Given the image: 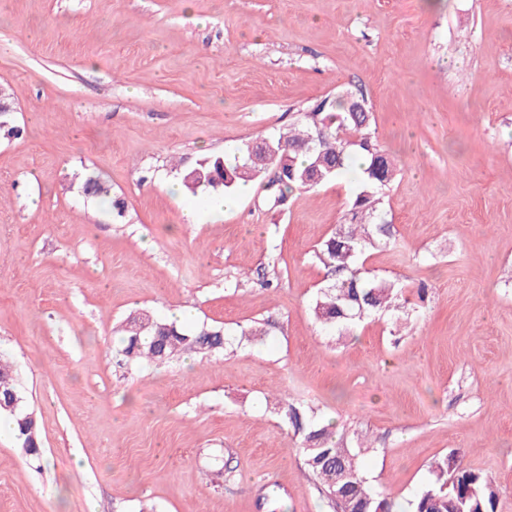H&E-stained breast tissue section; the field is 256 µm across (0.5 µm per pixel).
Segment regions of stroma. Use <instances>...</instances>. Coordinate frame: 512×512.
<instances>
[{"label": "stroma", "instance_id": "obj_1", "mask_svg": "<svg viewBox=\"0 0 512 512\" xmlns=\"http://www.w3.org/2000/svg\"><path fill=\"white\" fill-rule=\"evenodd\" d=\"M0 85V356L41 448L0 431V512H332L291 404L363 447L399 512L454 452L512 512V0H0ZM347 92L397 162L378 212L396 244L364 267L425 291L407 323L338 336L311 312L313 252L355 178L283 206L259 179L224 213L163 185ZM88 172L123 215L79 192ZM176 309L266 334L118 364L128 317Z\"/></svg>", "mask_w": 512, "mask_h": 512}]
</instances>
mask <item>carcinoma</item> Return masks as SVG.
<instances>
[{
	"label": "carcinoma",
	"mask_w": 512,
	"mask_h": 512,
	"mask_svg": "<svg viewBox=\"0 0 512 512\" xmlns=\"http://www.w3.org/2000/svg\"><path fill=\"white\" fill-rule=\"evenodd\" d=\"M370 121L371 113L350 111L340 96L303 113L298 128L247 145L230 159L217 156L201 160L190 180L188 171L179 172L182 185L192 193L202 189L230 195L240 182L271 170L269 185L276 188V205L295 190L309 192L340 178L357 159H365L366 165L358 168L359 185L348 214L314 251L331 283L320 289L313 314L321 325L340 336L351 335L364 317L404 307L400 303L402 286L397 282L361 276L360 261L365 254L394 243L392 225L378 219V205L382 190L395 177V166L374 140ZM220 171L224 172L222 184L213 177ZM137 322L141 331L126 329L127 336L118 350L130 366L217 352L235 341L241 344L264 335L252 326L241 328L237 339L219 326L188 331L148 314L138 315ZM19 390L12 368L1 363L0 400ZM280 416L300 435L304 464L321 485L333 512H393L394 503L369 485L358 456L343 445V439L335 437L330 425L295 406L282 408ZM13 430L19 445L28 440L27 452L40 455L39 445L33 444L39 439L37 421L23 425L15 418ZM429 469L433 480L408 502L409 512H496L497 491L489 476L462 466L453 457L437 460Z\"/></svg>",
	"instance_id": "cac0c4a2"
}]
</instances>
